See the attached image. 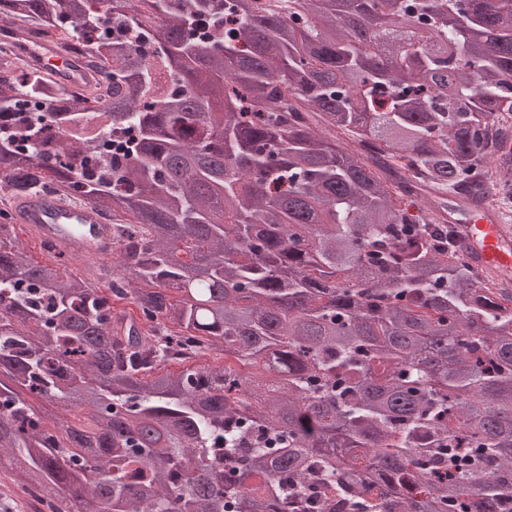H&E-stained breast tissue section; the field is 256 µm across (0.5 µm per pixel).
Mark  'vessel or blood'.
I'll return each mask as SVG.
<instances>
[{"label": "vessel or blood", "mask_w": 512, "mask_h": 512, "mask_svg": "<svg viewBox=\"0 0 512 512\" xmlns=\"http://www.w3.org/2000/svg\"><path fill=\"white\" fill-rule=\"evenodd\" d=\"M23 60H37L55 82L70 86L91 83L86 67L67 57L58 38L27 45ZM17 223L36 239L53 242L59 254L74 259L111 258L116 244L111 225L86 200L34 196L16 203ZM455 236L468 260L493 280L512 284V225L485 199L470 203L454 218Z\"/></svg>", "instance_id": "1"}]
</instances>
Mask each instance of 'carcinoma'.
Listing matches in <instances>:
<instances>
[{
    "label": "carcinoma",
    "instance_id": "1",
    "mask_svg": "<svg viewBox=\"0 0 512 512\" xmlns=\"http://www.w3.org/2000/svg\"><path fill=\"white\" fill-rule=\"evenodd\" d=\"M140 2L0 0L110 59L94 102L135 132L90 169L86 100L0 75V182L92 202L119 252L70 277L0 215V480L50 512H509L512 289L437 217L512 137V0H150L148 32Z\"/></svg>",
    "mask_w": 512,
    "mask_h": 512
}]
</instances>
